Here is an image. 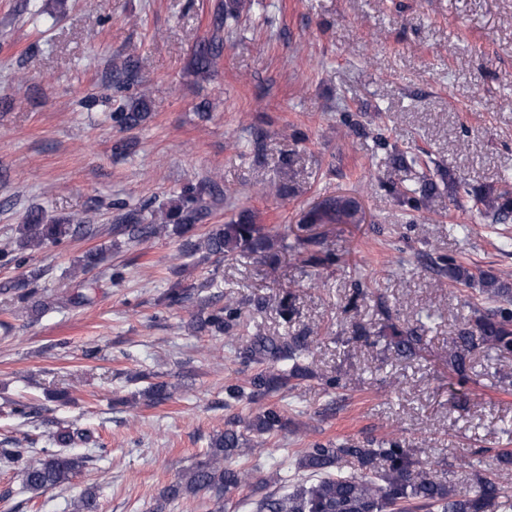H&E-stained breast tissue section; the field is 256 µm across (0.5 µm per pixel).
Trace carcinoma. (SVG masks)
<instances>
[{
	"label": "carcinoma",
	"mask_w": 512,
	"mask_h": 512,
	"mask_svg": "<svg viewBox=\"0 0 512 512\" xmlns=\"http://www.w3.org/2000/svg\"><path fill=\"white\" fill-rule=\"evenodd\" d=\"M234 17L231 7L218 5L214 16L215 33L201 43L194 57L197 73H210L221 54L224 22ZM148 117L145 98L131 100L124 108L112 113V122L125 129L141 125ZM394 171L401 172L419 164V160L395 148L390 150ZM439 180L423 178L410 185L400 178L385 183L387 191L412 212L430 209L439 190L448 192V201L461 207L471 201L479 214L490 224L512 223V191L490 185H474L449 170L437 169ZM203 189L191 187L181 205L165 214L161 224H146L140 210L134 208L121 217L120 232L138 241L172 233L184 238L183 251H203L209 257L229 258L238 252L260 256L268 267L276 269L279 253L287 249L285 238L274 228L254 223L253 215L244 209L229 224L212 227L206 235L194 240L190 236L202 214ZM359 205L351 197L335 196L323 199L308 212L306 224H358ZM99 233L96 224L83 218H70L65 224H47L40 215H32L29 222L19 225L16 246L21 251H40L60 243L67 237L80 235L93 238ZM441 272L448 281L475 287L484 307H474V318L468 326L457 331L453 338L454 354L450 359L453 370L461 377L466 374V359L470 352L489 346L498 355L512 357V282L502 278L493 269L473 273L470 268L448 259ZM235 308L227 305L207 316H199L196 327L212 333L226 331L234 321ZM389 345L401 357L415 353L420 337L413 331L390 326ZM311 340L307 335L256 336L246 349V358L258 362L271 361L277 368L261 371L250 381L251 395H266L288 387L291 381L309 374L302 361L309 353ZM150 402L159 404L171 397L165 382H151L144 391ZM288 427V418L275 408H268L248 422L245 429L263 435ZM93 440L88 429L62 428L52 435L53 447L33 459L22 442L12 440L10 448L0 449V460L6 464L22 463L24 488L39 494L49 488L67 484L84 467L83 457L69 448ZM254 446L245 434L228 428L216 433L207 458L193 467L181 479L164 487L160 499L175 502L200 491L212 493L220 500L224 494L248 481V473L233 466L232 461L244 450ZM345 458L357 460L364 472L359 475L331 473V469ZM298 468L308 472V479L295 484L288 491L270 494L257 501L254 512H512V495L500 476L481 477L474 489L458 490L435 475L417 469V462L409 449L396 439L381 442L378 448H360L347 443H315L304 449Z\"/></svg>",
	"instance_id": "obj_1"
}]
</instances>
